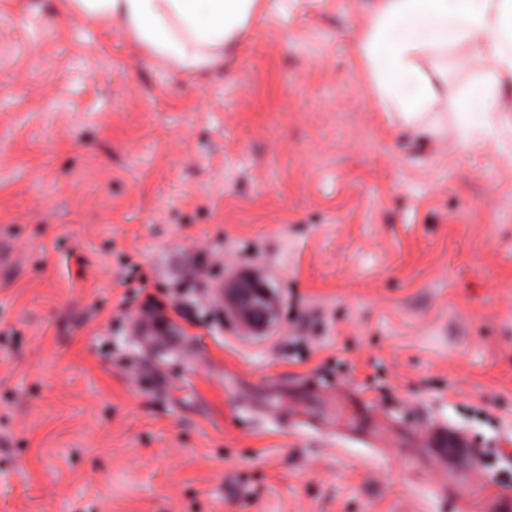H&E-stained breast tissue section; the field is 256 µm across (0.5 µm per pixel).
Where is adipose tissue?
<instances>
[{
    "mask_svg": "<svg viewBox=\"0 0 512 512\" xmlns=\"http://www.w3.org/2000/svg\"><path fill=\"white\" fill-rule=\"evenodd\" d=\"M65 12L88 24L119 22L122 33L156 61L186 72L223 62L266 9V0H62ZM477 42L491 67L459 104L464 136L492 134L497 93L512 78V0H379L355 55L380 111L416 122L443 91V68L424 57Z\"/></svg>",
    "mask_w": 512,
    "mask_h": 512,
    "instance_id": "obj_1",
    "label": "adipose tissue"
}]
</instances>
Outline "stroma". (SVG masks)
Wrapping results in <instances>:
<instances>
[{"instance_id":"obj_1","label":"stroma","mask_w":512,"mask_h":512,"mask_svg":"<svg viewBox=\"0 0 512 512\" xmlns=\"http://www.w3.org/2000/svg\"><path fill=\"white\" fill-rule=\"evenodd\" d=\"M376 3L268 0L191 75L0 0V512H487L512 489V89L460 148L490 66L463 44L426 131L378 111L353 54ZM198 259L266 282L264 332L197 325ZM442 425L473 455L447 494Z\"/></svg>"}]
</instances>
